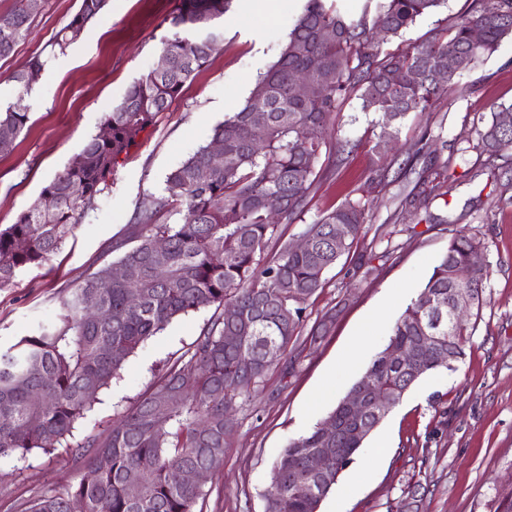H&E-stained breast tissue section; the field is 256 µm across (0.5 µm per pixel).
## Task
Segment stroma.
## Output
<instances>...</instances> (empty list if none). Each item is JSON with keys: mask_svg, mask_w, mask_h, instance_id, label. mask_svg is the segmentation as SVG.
<instances>
[{"mask_svg": "<svg viewBox=\"0 0 512 512\" xmlns=\"http://www.w3.org/2000/svg\"><path fill=\"white\" fill-rule=\"evenodd\" d=\"M178 2L109 0L66 54L48 61L27 99L26 128L9 152L0 153L1 228L15 223L99 132L103 114L155 67ZM304 5L305 0H267L263 9L245 14L233 0L209 62L109 176L97 210L74 228L51 263L25 270L14 286L0 288L1 351L38 322L54 318L70 288L114 260L111 241L125 235L142 201L160 193L166 174L206 144L214 126L245 101L277 60ZM79 6L80 0H42L27 37L0 58V99L15 96L12 75L45 55ZM474 6L475 0H447L390 46L422 41ZM502 104H512V35L466 71L454 91L407 118L385 152L372 150L383 133L381 116L362 111L356 95L338 101L328 135L354 149L342 162H323L301 218L280 225L277 235L296 241L319 213L352 198L365 202L366 223L382 237L355 243L306 302L305 327L328 312L336 319L306 347L295 373L286 377L274 369L249 396L237 399L224 464L203 487V512H264L275 457L322 420L365 373L458 230L481 240L488 271L482 316L465 345L466 356L456 371L426 375L388 413L320 512H496L512 492V149L488 162L468 148L475 127ZM212 314L205 308L181 316L139 347L77 424L76 439L107 435L165 365L190 348ZM373 317L374 335L359 339ZM356 341L361 355L355 369L310 407L325 374ZM84 466L66 448L1 459L0 512H22L23 503L46 489L76 483Z\"/></svg>", "mask_w": 512, "mask_h": 512, "instance_id": "35a3bbf8", "label": "stroma"}]
</instances>
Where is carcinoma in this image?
I'll return each instance as SVG.
<instances>
[{
  "mask_svg": "<svg viewBox=\"0 0 512 512\" xmlns=\"http://www.w3.org/2000/svg\"><path fill=\"white\" fill-rule=\"evenodd\" d=\"M106 2L81 0L68 26L49 43L48 56L65 53L71 44L68 28L86 25ZM440 2L365 0L354 16L338 0H306L278 59L243 105L213 128L210 143L166 175L161 196L138 207L125 237L112 243L120 256L70 289L54 319L39 323L0 353V459L33 451L50 454L71 447L76 424L140 346L178 317L214 308L192 346L103 441L88 438L76 444L94 448L79 483L40 494L28 501L25 512H196L202 491L174 483L171 472H211L223 465L232 431L225 406L250 394L269 372L268 349L287 357L297 350L305 302L324 287L325 272L368 233L365 205L346 199L307 225L308 250L296 252L286 241L268 255L277 227L294 223L308 204L326 146L325 128L338 100L356 94L362 110L381 113L395 134L407 117L425 112L512 34V0H477L472 13L425 41L402 50L383 49ZM231 3L180 0L160 50L168 68L134 81L102 118L110 137H90L16 222L0 229V288L14 285L23 270L48 264L75 225L96 208L108 176L140 134L208 63L222 36L214 21ZM30 20L24 0L0 14V58L27 36ZM475 26L481 30L477 40L471 34ZM325 29L332 30L331 38H321ZM450 45L456 49L453 57L448 56ZM45 63L37 56L16 72V101L0 105V130H11L14 139L29 121L23 105L33 86L29 71L40 72ZM435 68L446 74L441 84L426 78ZM326 71L336 75L332 86L322 81ZM300 74L314 82L303 98L291 91ZM509 111L512 105L499 106L476 128L473 150L492 159L512 147V128L499 121L500 113ZM256 112L264 113V122L253 121ZM214 142L224 144L222 166L212 165ZM270 196L283 202L276 216L265 205ZM174 203L180 206L181 222L157 223L158 214ZM338 224L349 227L339 246ZM159 239L166 243L162 252L155 248ZM480 247L481 240L456 231L422 291L393 325L389 342L351 390L366 382L371 392L393 393L400 401L424 375L456 369L475 328L471 319H479L483 307L486 271L468 263L470 251ZM460 294L473 298L465 314L434 326L431 302L449 303ZM227 306L242 315L234 329L224 322ZM226 336L242 340L229 345ZM413 343L425 347L420 360L409 363L393 356ZM38 391L50 397V405L32 399ZM341 406L337 403L326 416L339 429L332 443L323 440L318 424L280 451L264 495L265 512H313V496L326 498L338 483L314 475L318 449H337L345 467L363 445L354 428L363 424L370 435L384 420L371 413L359 423ZM132 482L139 485L134 496L128 491Z\"/></svg>",
  "mask_w": 512,
  "mask_h": 512,
  "instance_id": "carcinoma-1",
  "label": "carcinoma"
}]
</instances>
